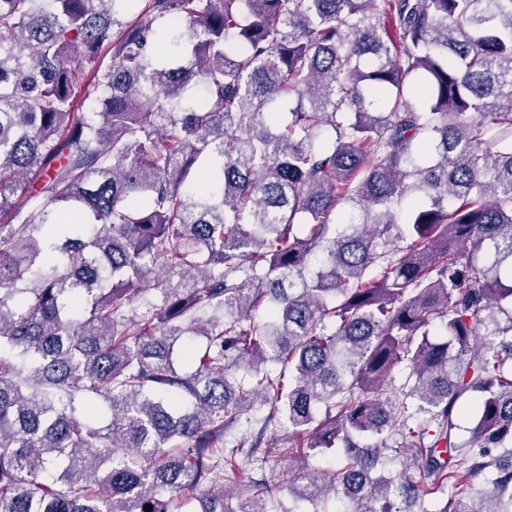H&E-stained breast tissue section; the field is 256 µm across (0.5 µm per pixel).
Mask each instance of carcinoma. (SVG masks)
I'll use <instances>...</instances> for the list:
<instances>
[{
  "label": "carcinoma",
  "mask_w": 512,
  "mask_h": 512,
  "mask_svg": "<svg viewBox=\"0 0 512 512\" xmlns=\"http://www.w3.org/2000/svg\"><path fill=\"white\" fill-rule=\"evenodd\" d=\"M505 269L512 0H0V512H512ZM336 464V457L333 455L310 456L301 458L291 463V470L294 478H308L321 469L332 467ZM275 459L277 458H272L269 463L255 465L254 468L247 472L246 477H248V479L251 477L252 480H273L275 482L282 479V477H280L282 471H288V458H285L286 461L282 463L279 462L278 464Z\"/></svg>",
  "instance_id": "cac0c4a2"
}]
</instances>
